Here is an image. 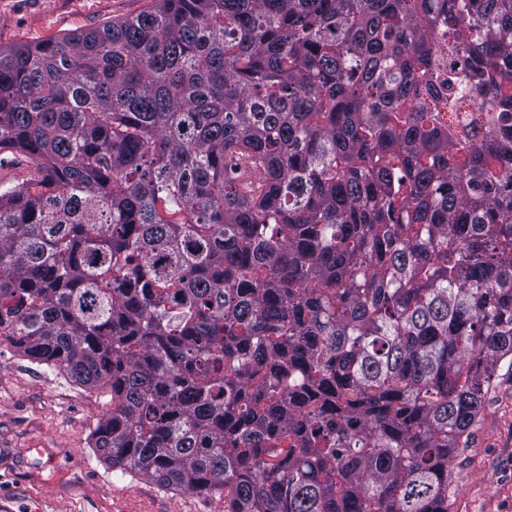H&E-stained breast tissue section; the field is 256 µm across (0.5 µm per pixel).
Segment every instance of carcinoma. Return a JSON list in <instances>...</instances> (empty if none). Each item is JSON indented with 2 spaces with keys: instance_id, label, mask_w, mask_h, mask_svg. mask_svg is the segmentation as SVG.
<instances>
[{
  "instance_id": "carcinoma-1",
  "label": "carcinoma",
  "mask_w": 512,
  "mask_h": 512,
  "mask_svg": "<svg viewBox=\"0 0 512 512\" xmlns=\"http://www.w3.org/2000/svg\"><path fill=\"white\" fill-rule=\"evenodd\" d=\"M0 337L112 469L448 512L512 367V0H154L0 48ZM0 188H14L25 184L33 166L22 154L0 153Z\"/></svg>"
}]
</instances>
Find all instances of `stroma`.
<instances>
[{"label":"stroma","instance_id":"1","mask_svg":"<svg viewBox=\"0 0 512 512\" xmlns=\"http://www.w3.org/2000/svg\"><path fill=\"white\" fill-rule=\"evenodd\" d=\"M153 0H0V45L36 43L140 14ZM112 409L0 339V512H224L220 493L175 491L113 470L91 435ZM449 512H512V372L499 369L448 474Z\"/></svg>","mask_w":512,"mask_h":512}]
</instances>
